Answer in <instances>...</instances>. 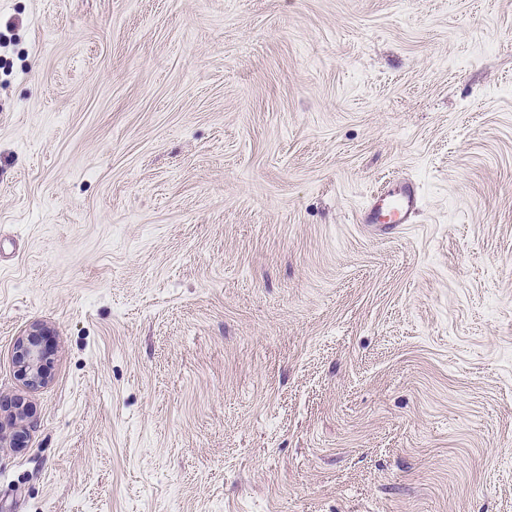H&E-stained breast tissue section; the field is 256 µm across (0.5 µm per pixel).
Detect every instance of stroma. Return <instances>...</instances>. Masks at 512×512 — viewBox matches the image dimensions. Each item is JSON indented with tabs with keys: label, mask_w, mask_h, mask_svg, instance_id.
Masks as SVG:
<instances>
[{
	"label": "stroma",
	"mask_w": 512,
	"mask_h": 512,
	"mask_svg": "<svg viewBox=\"0 0 512 512\" xmlns=\"http://www.w3.org/2000/svg\"><path fill=\"white\" fill-rule=\"evenodd\" d=\"M16 401L0 512H512V0H0ZM420 209V195L414 182H402L394 191L375 192L361 211L360 224H410ZM40 338L41 330L35 327L19 341L15 350L20 374L30 387L39 386L46 378L44 364L46 353L41 347Z\"/></svg>",
	"instance_id": "obj_1"
}]
</instances>
